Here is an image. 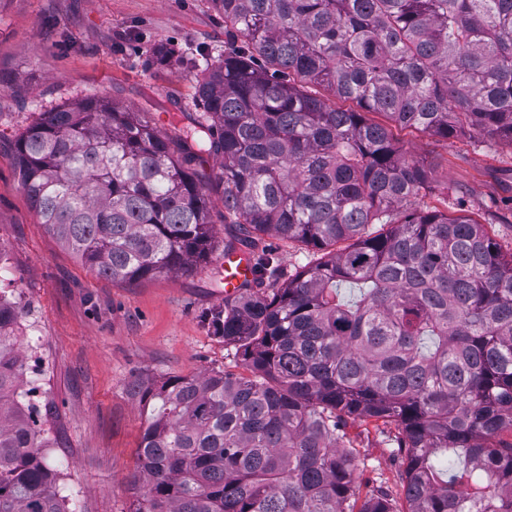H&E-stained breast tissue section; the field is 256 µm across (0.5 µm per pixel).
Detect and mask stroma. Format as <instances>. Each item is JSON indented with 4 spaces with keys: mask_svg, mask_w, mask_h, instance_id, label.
I'll return each mask as SVG.
<instances>
[{
    "mask_svg": "<svg viewBox=\"0 0 512 512\" xmlns=\"http://www.w3.org/2000/svg\"><path fill=\"white\" fill-rule=\"evenodd\" d=\"M160 46L169 63L157 60ZM223 52L224 18L206 0H0V70L19 77L17 89H0V291L34 327L45 453L73 512H129L146 426L129 392L133 379L237 366L202 320L224 302L215 262L130 284L100 277L31 209L14 143L37 111L87 94L126 108L150 97L167 111H192L198 71L182 58ZM394 134L408 156L435 164L424 207L484 224L502 253L512 252V144L476 133L448 141L411 129ZM346 432L365 463L358 499L381 486L405 512L402 455L390 452L373 420L348 419Z\"/></svg>",
    "mask_w": 512,
    "mask_h": 512,
    "instance_id": "35a3bbf8",
    "label": "stroma"
}]
</instances>
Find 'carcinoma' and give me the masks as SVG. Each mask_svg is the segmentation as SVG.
<instances>
[{"label": "carcinoma", "instance_id": "cac0c4a2", "mask_svg": "<svg viewBox=\"0 0 512 512\" xmlns=\"http://www.w3.org/2000/svg\"><path fill=\"white\" fill-rule=\"evenodd\" d=\"M206 2L224 56L193 124L93 95L44 107L15 144L30 207L99 276L208 262L217 197L224 248L260 284L203 316L245 373L131 384L148 425L129 512H398L382 490L357 505L346 416L404 454L408 512H512V256L420 208L432 168L388 128L512 144V0ZM261 235L317 258L285 280ZM20 315L0 292V512H71L19 411Z\"/></svg>", "mask_w": 512, "mask_h": 512}]
</instances>
